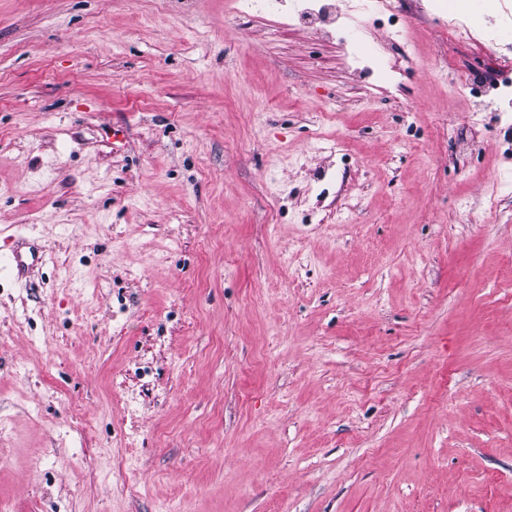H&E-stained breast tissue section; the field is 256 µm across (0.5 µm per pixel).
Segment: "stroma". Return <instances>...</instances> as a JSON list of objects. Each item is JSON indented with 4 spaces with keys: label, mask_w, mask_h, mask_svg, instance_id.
<instances>
[{
    "label": "stroma",
    "mask_w": 512,
    "mask_h": 512,
    "mask_svg": "<svg viewBox=\"0 0 512 512\" xmlns=\"http://www.w3.org/2000/svg\"><path fill=\"white\" fill-rule=\"evenodd\" d=\"M0 0V501L512 512V0Z\"/></svg>",
    "instance_id": "stroma-1"
}]
</instances>
